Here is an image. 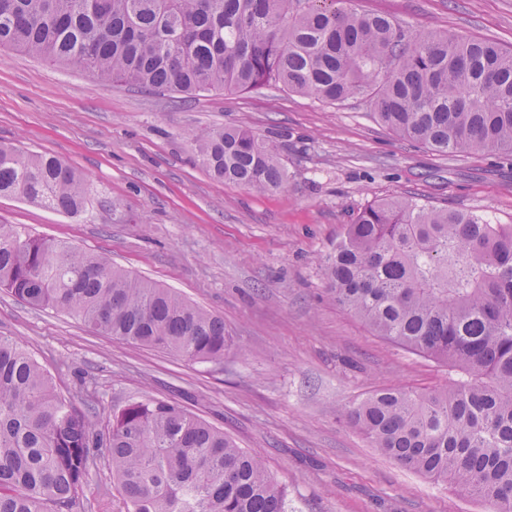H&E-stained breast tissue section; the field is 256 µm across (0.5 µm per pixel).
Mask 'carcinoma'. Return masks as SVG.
Listing matches in <instances>:
<instances>
[{
    "mask_svg": "<svg viewBox=\"0 0 512 512\" xmlns=\"http://www.w3.org/2000/svg\"><path fill=\"white\" fill-rule=\"evenodd\" d=\"M347 0H0V49L89 70L115 87L199 94L269 83L336 103L362 97L401 137L439 153L512 155V50L446 31L417 35ZM217 181L271 192L287 173L253 131L193 136ZM90 184L55 157L0 146V196L64 214ZM337 305L380 336L444 362L450 390L390 386L344 409L372 447L493 512H512V224L415 199L365 206L323 260ZM0 288L106 336L189 362L224 361V319L172 288L54 239L0 224ZM94 448L124 512H288L254 456L171 400L77 412L16 340L0 336V512H75Z\"/></svg>",
    "mask_w": 512,
    "mask_h": 512,
    "instance_id": "obj_1",
    "label": "carcinoma"
}]
</instances>
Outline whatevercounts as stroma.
<instances>
[{
    "label": "stroma",
    "instance_id": "35a3bbf8",
    "mask_svg": "<svg viewBox=\"0 0 512 512\" xmlns=\"http://www.w3.org/2000/svg\"><path fill=\"white\" fill-rule=\"evenodd\" d=\"M412 32L452 30L512 50V0H350ZM243 127L274 145L285 188L213 179L190 137ZM0 144L53 156L85 176L68 215L0 197V224L63 240L218 315L223 363H193L36 309L0 289V336L24 344L97 430L147 396L223 429L288 489L293 512H491L372 448L344 407L378 388L436 390L447 365L380 336L336 306L322 260L364 206L414 197L512 224V157L431 151L382 124L370 102L329 104L270 84L200 95L115 87L16 50L0 52ZM81 512H122L103 449Z\"/></svg>",
    "mask_w": 512,
    "mask_h": 512
}]
</instances>
